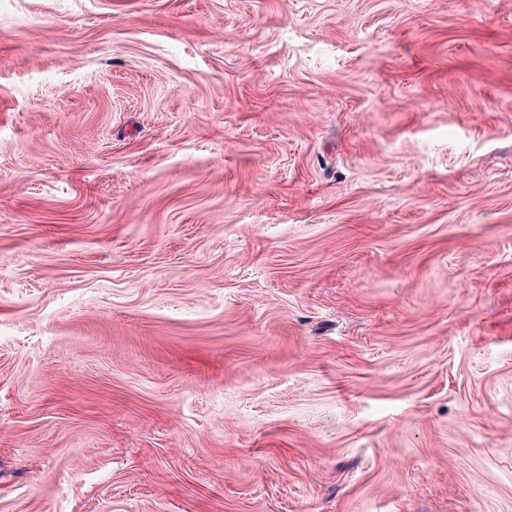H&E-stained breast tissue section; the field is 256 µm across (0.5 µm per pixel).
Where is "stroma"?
Masks as SVG:
<instances>
[{"label":"stroma","mask_w":512,"mask_h":512,"mask_svg":"<svg viewBox=\"0 0 512 512\" xmlns=\"http://www.w3.org/2000/svg\"><path fill=\"white\" fill-rule=\"evenodd\" d=\"M0 512H512V0H0Z\"/></svg>","instance_id":"1"}]
</instances>
